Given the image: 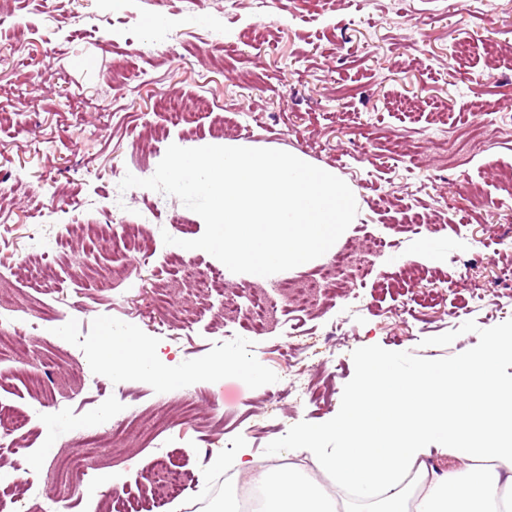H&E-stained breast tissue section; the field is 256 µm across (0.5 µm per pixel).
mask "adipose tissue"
<instances>
[{
	"label": "adipose tissue",
	"instance_id": "1",
	"mask_svg": "<svg viewBox=\"0 0 512 512\" xmlns=\"http://www.w3.org/2000/svg\"><path fill=\"white\" fill-rule=\"evenodd\" d=\"M95 363L114 379H177L154 348L104 330ZM512 330L441 366L408 372L366 358L351 394L326 424L287 438L306 461L260 464L240 449L234 468L259 498L252 512H512ZM332 435L336 445L319 447Z\"/></svg>",
	"mask_w": 512,
	"mask_h": 512
}]
</instances>
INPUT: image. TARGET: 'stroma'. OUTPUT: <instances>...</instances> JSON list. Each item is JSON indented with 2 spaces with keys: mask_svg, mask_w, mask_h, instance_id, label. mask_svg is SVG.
I'll return each instance as SVG.
<instances>
[{
  "mask_svg": "<svg viewBox=\"0 0 512 512\" xmlns=\"http://www.w3.org/2000/svg\"><path fill=\"white\" fill-rule=\"evenodd\" d=\"M156 13L174 27L149 33ZM168 96L189 122L169 126ZM226 140L303 154L354 187L359 219L338 241L354 253L337 274L345 293L305 311L279 294L329 268L330 252L268 277L225 272L204 306L167 265L164 235L198 238L201 217L119 184L152 176L169 144ZM511 177L512 0H0V267L25 264L0 304L38 324L23 353L0 346V414L23 419L15 463L53 473L19 492L0 469L5 512H101L109 497L208 512L237 486L212 454L288 459L285 438L332 418L367 354L402 371L445 365L512 326ZM150 207L160 219L144 254L71 232ZM254 292L278 308L260 335L237 323ZM106 327L159 346L178 381L104 376L92 347ZM233 352L259 361V380L200 374ZM81 433L107 443L79 485L45 443L70 450ZM160 462L190 474L188 501L136 499Z\"/></svg>",
  "mask_w": 512,
  "mask_h": 512,
  "instance_id": "1",
  "label": "stroma"
}]
</instances>
